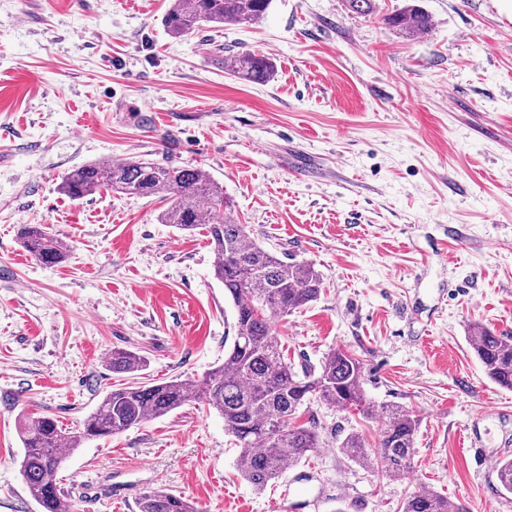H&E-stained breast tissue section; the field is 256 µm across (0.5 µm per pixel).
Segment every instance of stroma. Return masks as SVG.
I'll use <instances>...</instances> for the list:
<instances>
[{"mask_svg": "<svg viewBox=\"0 0 512 512\" xmlns=\"http://www.w3.org/2000/svg\"><path fill=\"white\" fill-rule=\"evenodd\" d=\"M407 0H273L259 21L170 37L169 0H0V512H39L19 472L21 425L48 416L73 435L121 375L199 380L222 363L235 311L205 230L160 223L165 204L62 176L108 159L205 170L271 252L314 265L324 291L276 329L295 369L332 348L365 367L373 405L419 420L410 472L385 475L336 446L369 448L379 415L311 401L322 444L261 490L214 410L195 403L83 441L60 472L79 512H138L152 489L200 512H275L287 477L301 512H401L430 490L471 512H512V494L462 447L512 439V391L485 375L477 322L512 336V0H420L434 24L405 38L384 22ZM223 56H269L257 84ZM307 153L311 174L295 160ZM39 224L69 245L55 265L23 247ZM146 366L144 357L128 349H113L108 359V367L115 374L135 375ZM337 448L348 458L358 463L368 464L372 462L371 449L367 447L363 435L357 432L349 433L343 439H339Z\"/></svg>", "mask_w": 512, "mask_h": 512, "instance_id": "obj_1", "label": "stroma"}]
</instances>
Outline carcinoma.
I'll list each match as a JSON object with an SVG mask.
<instances>
[{
  "label": "carcinoma",
  "instance_id": "1",
  "mask_svg": "<svg viewBox=\"0 0 512 512\" xmlns=\"http://www.w3.org/2000/svg\"><path fill=\"white\" fill-rule=\"evenodd\" d=\"M272 0H171L164 17L169 36L181 38L224 24L261 19ZM386 24L407 37L429 31L432 16L417 5L397 10ZM234 76L254 83L268 81L274 71L271 59L257 53H240L230 66ZM105 189L124 195L170 201L160 223L192 232L204 227L213 253V273L232 300L235 329L224 362L203 379L175 378L163 382H134L111 389L84 423L83 434L65 433L51 417L25 422L21 443L20 474L41 512H74V504L61 495L59 474L66 453L74 452L89 436L105 437L147 420L164 416L188 403L203 402L224 417V425L238 444L237 467L253 487L263 489L281 476L284 467L303 459L319 447L315 426L294 423L299 407L310 398L341 409L354 407L372 414L364 391L363 363L341 348L329 350L319 369L298 373L285 359L274 326L284 316L318 299L320 274L305 262L263 248L246 226L231 215L232 203L223 187L199 168L165 166L149 161L95 162L65 174L58 190L81 200ZM23 243L44 264L63 261L67 243L39 225H25ZM474 352L486 377L512 390V336H497L479 323L471 326ZM146 366L144 357L128 349H114L108 367L115 374L133 375ZM383 430L378 455L384 473L406 475L413 459L419 420L400 406L381 408ZM352 460L372 462L363 435L352 432L338 441ZM498 483L512 494V460L498 463ZM139 512H199L184 497L163 489L144 493ZM402 512H470L463 504L431 492L412 495Z\"/></svg>",
  "mask_w": 512,
  "mask_h": 512
}]
</instances>
